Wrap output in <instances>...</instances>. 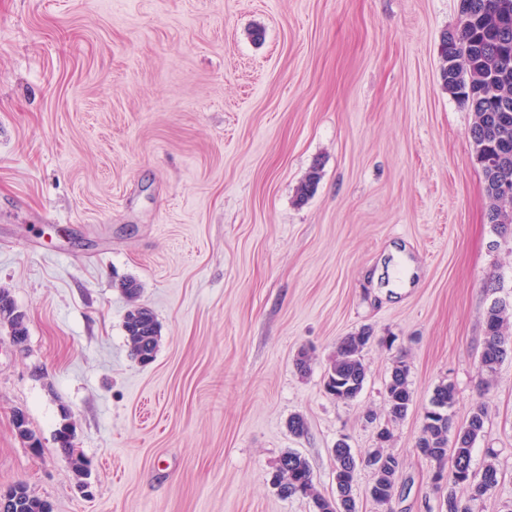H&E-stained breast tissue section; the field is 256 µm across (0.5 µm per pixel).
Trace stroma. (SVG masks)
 I'll use <instances>...</instances> for the list:
<instances>
[{"instance_id": "obj_1", "label": "stroma", "mask_w": 512, "mask_h": 512, "mask_svg": "<svg viewBox=\"0 0 512 512\" xmlns=\"http://www.w3.org/2000/svg\"><path fill=\"white\" fill-rule=\"evenodd\" d=\"M457 5L0 0V288L28 326L22 347L0 331V493L24 484L53 512H311L270 478L294 451L335 496L342 439L400 461L385 505L359 469V512H441L415 444L449 383L454 427L487 412L473 469L501 475L472 510L512 512V354L479 370L488 308L512 307V235L487 221L474 115L440 77ZM126 279L160 326L146 365ZM365 328L364 387L336 400L325 373ZM400 358L413 403L392 422ZM65 419L85 489L54 440Z\"/></svg>"}]
</instances>
